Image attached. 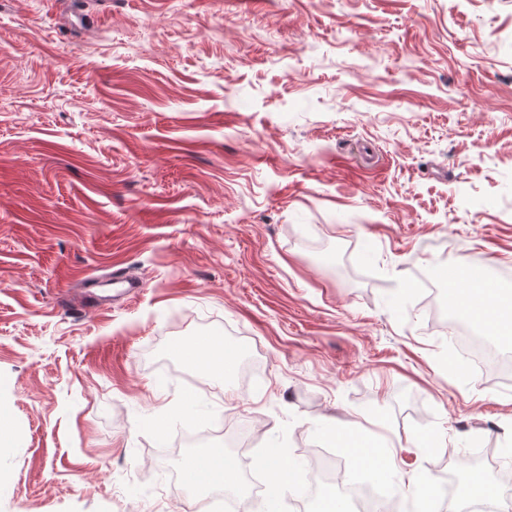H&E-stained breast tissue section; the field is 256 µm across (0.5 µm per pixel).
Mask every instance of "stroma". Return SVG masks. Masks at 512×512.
I'll return each instance as SVG.
<instances>
[{
	"mask_svg": "<svg viewBox=\"0 0 512 512\" xmlns=\"http://www.w3.org/2000/svg\"><path fill=\"white\" fill-rule=\"evenodd\" d=\"M460 259L512 271V0H0V512H192L213 446L463 512L512 373L452 367ZM200 336L259 379L190 385ZM337 437L356 452L358 460L371 466L377 473L384 474L393 470V458L370 436L348 429L339 431Z\"/></svg>",
	"mask_w": 512,
	"mask_h": 512,
	"instance_id": "35a3bbf8",
	"label": "stroma"
}]
</instances>
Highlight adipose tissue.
I'll return each mask as SVG.
<instances>
[{"label": "adipose tissue", "mask_w": 512, "mask_h": 512, "mask_svg": "<svg viewBox=\"0 0 512 512\" xmlns=\"http://www.w3.org/2000/svg\"><path fill=\"white\" fill-rule=\"evenodd\" d=\"M454 271L459 283L451 298L453 308L494 335L512 337V294H505L497 282L485 273H474L469 261H459ZM176 354L193 364L204 375L215 373L231 376L237 369L238 358L225 354L211 355L204 338L176 347ZM184 485L195 488L202 496L230 492L240 486V470L236 459L223 448L213 447L187 458L181 469Z\"/></svg>", "instance_id": "ef3b65f1"}]
</instances>
